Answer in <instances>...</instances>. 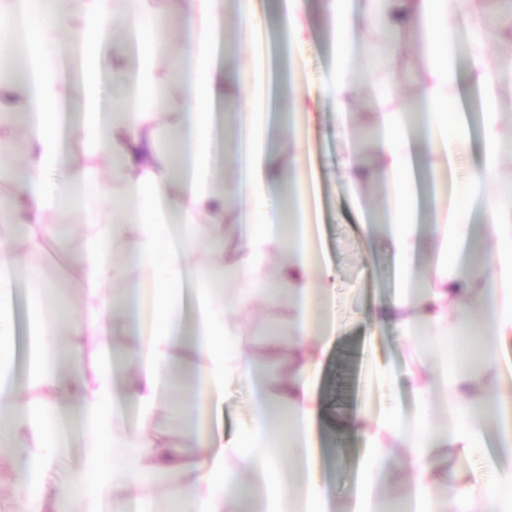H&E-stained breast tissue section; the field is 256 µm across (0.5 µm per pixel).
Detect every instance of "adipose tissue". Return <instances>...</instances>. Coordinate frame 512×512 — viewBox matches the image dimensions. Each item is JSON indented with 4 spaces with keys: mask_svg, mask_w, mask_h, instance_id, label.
<instances>
[{
    "mask_svg": "<svg viewBox=\"0 0 512 512\" xmlns=\"http://www.w3.org/2000/svg\"><path fill=\"white\" fill-rule=\"evenodd\" d=\"M336 48L321 98L298 73L288 77V120L319 102L348 125L350 104L405 51L399 40L379 45V31L402 28L420 37L423 58L411 97L392 87L374 99L380 129L373 148L388 188L383 226L397 291L368 314L387 325L405 354L402 374L418 408L413 417L363 412L351 423L365 439V496L355 512H375L370 490L383 483L395 458L415 503L442 487L445 512H512V468L495 482L462 484L440 470L443 455L465 458L479 446L490 413L512 405L502 371V344L512 337V188L497 189L501 158L512 135L499 122L498 94L512 76L499 51L512 34V13L474 23V0H323ZM167 35L156 23L159 0H0V29L26 30L23 71L0 63V155L22 140L25 153L9 169L13 189L0 195V447L21 462L12 493L22 512H56L79 501L80 512H104L120 492L136 512H153L147 489L160 474L179 484L174 512H245V487L262 493L260 512H326L328 488L318 466L324 416L318 377L341 333L336 284L311 222V168L305 140L271 143V79L260 52L228 71L216 65L225 0H172ZM282 42L292 50L310 33L306 0H279ZM124 35L110 67H102L103 36ZM373 61L362 69L359 57ZM467 68H460V59ZM482 102L483 151L466 181L480 193L485 225L471 205L450 199L429 234L435 261L428 274L415 263L421 236L415 219L414 156L424 148L436 167H454L470 141L467 125L448 126L461 73ZM243 97L234 114L239 175L215 181L211 136L219 98ZM84 162L71 163L73 153ZM70 213L87 224L77 272L78 318L46 325L43 305L31 307L26 378L12 381L14 324L8 296L21 272L49 243V219ZM481 238L489 256L479 266L461 259L464 243ZM122 242L121 255L112 245ZM287 260L272 267L275 251ZM191 284L195 332H184L180 288ZM288 287L280 331L259 348L246 344L236 313L277 302ZM491 333L476 354L478 369L428 368L421 332L461 336L474 322ZM173 371L195 380V407L182 425L195 448H179L158 425L162 391ZM249 383L250 415L227 440L197 432L199 408ZM442 392L441 416L427 405ZM133 406L128 421L120 403ZM77 410L82 452L62 482L51 479L68 451L53 422L56 408ZM284 430V446L269 441ZM123 453L119 468L104 465L106 449Z\"/></svg>",
    "mask_w": 512,
    "mask_h": 512,
    "instance_id": "1",
    "label": "adipose tissue"
}]
</instances>
